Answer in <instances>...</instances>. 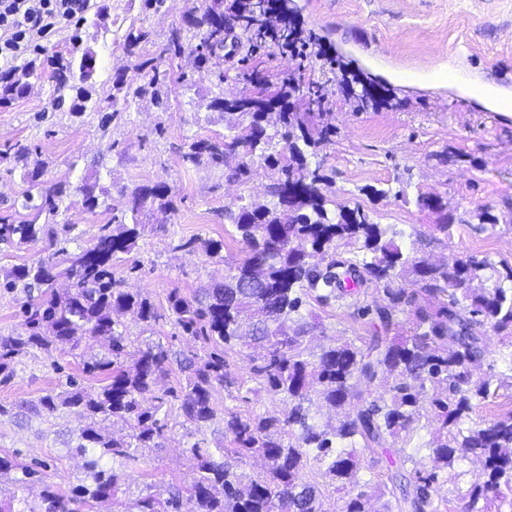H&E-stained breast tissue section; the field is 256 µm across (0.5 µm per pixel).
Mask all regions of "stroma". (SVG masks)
I'll list each match as a JSON object with an SVG mask.
<instances>
[{"label": "stroma", "mask_w": 512, "mask_h": 512, "mask_svg": "<svg viewBox=\"0 0 512 512\" xmlns=\"http://www.w3.org/2000/svg\"><path fill=\"white\" fill-rule=\"evenodd\" d=\"M191 5L192 0H164L161 8L146 10L142 0H94L80 28L96 53L98 85L110 87L120 70L127 84L143 90L117 106L120 113L109 127H100L99 117L115 107L111 99L99 98L98 110L71 114L56 108L54 84L45 75L31 77L27 93L0 108V151L29 149L23 157L0 162V216L26 218L20 206L29 188L24 174L36 167L47 180L73 186L97 182L112 205L138 186L161 181L171 187L175 211L141 215L145 230L138 246L115 268L126 288L147 298L157 313L151 322L130 312L120 315L129 353L158 344L175 359L161 389L185 379L179 357L202 358L209 350L175 326L169 293L176 288L192 296L223 282L228 262L245 251L224 218L225 209L267 198L268 169L261 157H254L244 183L225 176L236 158L223 167H190L180 158L192 141L223 135L224 121L208 104L218 94L251 93L244 71L258 70L272 83L293 72L303 85L319 88L321 109L335 128L317 156L329 179L330 199L361 207L374 223L402 232L407 247L427 263L470 257L490 260L499 270L512 267V107L489 109L476 99L489 86L512 98V0H289L312 37L306 60L265 48L244 62L225 60L220 82L211 68H197L185 57L168 70L186 72L188 81L171 84L168 103L160 107L148 90L150 72L136 69L125 55L123 34L132 24L149 31L156 43L187 33ZM356 74L384 85L387 102L358 110L343 86L344 78ZM422 193L447 198V210L420 207ZM485 212L491 223L481 222ZM109 217L104 210L85 211L75 194L64 201L59 221L74 225L78 245L86 246ZM197 236L223 240V261L178 249L179 240ZM384 302L382 289L368 281L338 301L309 297L302 312L317 322L305 341L309 351L369 335L374 310ZM484 343L472 372L492 384L488 397L474 406V426L512 409V365L502 358L500 333L486 331ZM105 351L101 340L80 356L65 345L33 351L9 383H0V403L18 404L59 390L67 376L79 375L81 357ZM253 353L246 342L227 353L232 381L215 390L218 409L268 415L287 408V401L271 400L261 389L252 371ZM158 416L164 434L159 447L144 450L128 481L134 496L145 488L163 498L185 489L194 476L193 441L208 448L230 441L223 422L198 434L173 405H164ZM83 423L75 412L46 420L0 419V455L17 453L23 462L45 465V481L31 486L29 503L38 502L44 485L65 494L82 478L83 460L68 444ZM481 473L476 460L458 461L439 489L441 512H461Z\"/></svg>", "instance_id": "obj_1"}]
</instances>
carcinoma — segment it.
I'll list each match as a JSON object with an SVG mask.
<instances>
[{"label":"carcinoma","mask_w":512,"mask_h":512,"mask_svg":"<svg viewBox=\"0 0 512 512\" xmlns=\"http://www.w3.org/2000/svg\"><path fill=\"white\" fill-rule=\"evenodd\" d=\"M290 11L281 0H195L190 25L202 31L197 44L175 35L143 51L149 33L130 24L125 34V53L137 67L152 72L153 99L159 106L168 99V76L155 66L159 58L176 59L184 54L195 64L213 68L218 83L224 82V56L270 39L288 42L294 51L298 39L291 36ZM80 33L71 36L67 53L37 57L24 73L0 76V107L24 93L26 79L50 69L56 81L57 102L72 94L70 110L86 111L97 94L94 51L81 47ZM230 48L224 52V48ZM119 75L112 79V104L139 96ZM378 96L375 83L356 94L357 107L367 108ZM303 97L300 79L291 76L277 86L263 87L237 100L219 94L209 108L224 118L225 134L199 139L181 152L183 164L219 167L228 153L244 148L265 157L270 171L266 203L250 202L229 210L231 221L248 248L247 255L230 264L224 282L188 298L174 290L169 304L175 325L208 344L212 351L198 361L184 358L186 383L154 395L168 375L170 358L160 347L148 346L128 365L127 339L118 330L114 315L132 311L143 321L155 318L148 299L123 287L113 268L135 248L145 225L138 215L146 208L170 212L173 193L164 182L135 189L121 209L105 204L94 186L77 187L82 205L92 213L103 207L112 212L99 227L93 242L74 251L69 244L72 224L56 217L69 185L41 179L42 172L25 174L30 190L22 208L31 218L15 222L0 218V240L19 245L47 242L53 252L31 265H21L0 274V288L22 284L25 292L36 289L39 298L24 308L23 330L0 337V383L8 382L22 358L33 349L48 351L59 343L77 350L99 337L108 340L107 353L82 363V373L99 377L103 385L95 392L67 379L65 388L21 405L0 404V418L50 417L74 411L86 420L79 429L74 451L84 459L85 479L63 495L45 489L40 502L26 512H96V505L109 501L112 512H180V492L162 499L151 491L131 499L122 486L140 462L139 450L159 447L164 425L157 413L164 404L179 403L182 415L200 432L217 419L231 435L225 448L191 444L196 472L185 488L194 512H327L325 499L344 493L339 512H372L371 501L390 495L384 512H440L435 492L440 481L463 458L473 456L484 464V480L474 485L466 512H487L489 503L512 491V410L501 413L476 428L464 430L475 402L490 392L491 380L473 379L469 365L484 353L483 335L512 330V268L498 275L495 288H474L479 272L494 269L487 259H457L452 264L429 265L411 254L402 234L371 221L363 208L336 205L325 191L328 179L321 164L310 167L308 155L317 154L329 142L333 126L327 112H298ZM420 206L443 212L448 202L438 194H421ZM341 241L356 249L357 258H331L324 267L313 266V252H334ZM176 248L201 250L224 261V242L211 238L179 240ZM70 288L54 289L58 278ZM371 281L382 287L386 304L376 309L383 335L357 345L335 341L313 354L304 339L313 329L301 312V294L322 288L319 299L328 301L345 294L346 279ZM449 299H444V296ZM413 316L414 333L391 336L399 313ZM249 331L259 347L254 366L263 389L275 400L288 399L281 416H243L219 412L212 392L224 386V355L233 350L243 331ZM384 393L372 397V388ZM328 407L342 414L333 427L319 423L317 415ZM424 417L436 424L429 443L432 470L401 469L390 483L368 492L355 490L364 454L379 463V455L395 452L403 462L404 443ZM100 420L121 422L131 433L115 437L97 428ZM261 457L267 469L246 478L234 463ZM121 465L117 469L113 464ZM316 470L323 483L309 481L305 470ZM13 474L14 491L0 499V512H16L13 502H25L18 493L38 475L19 455L0 456V477Z\"/></svg>","instance_id":"1"}]
</instances>
